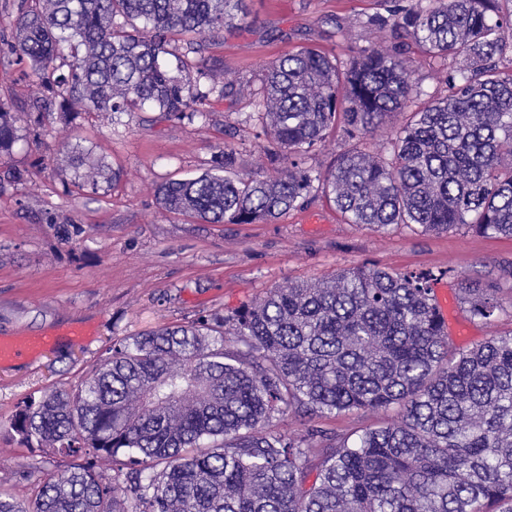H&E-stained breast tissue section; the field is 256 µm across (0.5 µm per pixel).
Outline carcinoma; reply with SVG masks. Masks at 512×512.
I'll use <instances>...</instances> for the list:
<instances>
[{
  "label": "carcinoma",
  "mask_w": 512,
  "mask_h": 512,
  "mask_svg": "<svg viewBox=\"0 0 512 512\" xmlns=\"http://www.w3.org/2000/svg\"><path fill=\"white\" fill-rule=\"evenodd\" d=\"M366 26L389 44L344 60L302 47L265 65L266 173L224 148L202 173L160 185L159 207L209 224L269 222L320 192L351 224L467 230L512 238V9L504 0H392ZM11 50L41 94L30 125L55 113L110 117L149 108L206 117L219 80L206 36L244 20L243 0H18ZM189 37L172 72L163 56ZM453 57L443 93L425 102L406 40ZM402 116L376 151L364 141ZM353 140L321 172L310 156L336 130ZM0 102V157L18 140ZM70 183L93 191L120 173L66 145ZM432 271L344 269L272 289L231 316L126 336L82 384L27 398L12 438L43 474L27 500L0 488V512H512V330L454 345ZM470 318L497 321V289L458 283ZM400 407L399 421L350 440L310 426L275 430L285 413L313 420Z\"/></svg>",
  "instance_id": "1"
}]
</instances>
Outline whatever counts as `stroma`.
<instances>
[{
    "label": "stroma",
    "mask_w": 512,
    "mask_h": 512,
    "mask_svg": "<svg viewBox=\"0 0 512 512\" xmlns=\"http://www.w3.org/2000/svg\"><path fill=\"white\" fill-rule=\"evenodd\" d=\"M248 21L203 42L208 65L228 78L259 81L271 60L301 47L346 57L350 47L385 39L366 27L384 0H245ZM17 17L0 0V101L21 105L39 88L22 73L5 42ZM207 119L165 121L154 111L118 119L84 112L71 123L49 119L41 143L24 137L0 157V337L40 336L55 327H87L83 340L62 337L34 361L0 364V479L18 498L31 496L38 476L19 478L27 451L10 438L18 402L79 385L87 370L123 337L186 324L209 312L232 314L271 288L319 281L360 265L391 271L432 270L447 295L443 315L454 343L469 347L512 329V238L463 230L428 234L406 226L387 231L348 223L324 198L268 224H206L162 211L156 185L201 173L225 143L249 172H263L252 99L211 103ZM82 143L121 174L118 186L91 193L67 184L65 144ZM21 170L23 181L9 173ZM80 228L64 243L60 227ZM498 288L506 307L495 326L471 320L456 281ZM399 417L398 409L353 410L316 419L339 436Z\"/></svg>",
    "instance_id": "35a3bbf8"
}]
</instances>
